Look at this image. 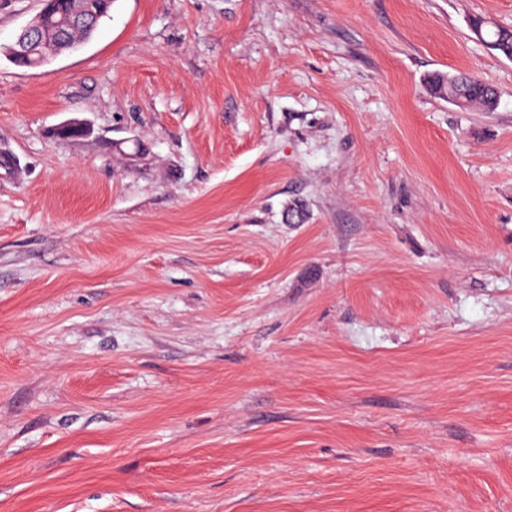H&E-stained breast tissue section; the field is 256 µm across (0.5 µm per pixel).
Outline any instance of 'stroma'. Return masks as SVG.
<instances>
[{"mask_svg": "<svg viewBox=\"0 0 512 512\" xmlns=\"http://www.w3.org/2000/svg\"><path fill=\"white\" fill-rule=\"evenodd\" d=\"M475 18L512 0H115L0 58V512H512V60ZM457 70L495 111L431 93ZM90 124L86 121L69 120L62 122L50 130L52 137L63 140H79L89 136Z\"/></svg>", "mask_w": 512, "mask_h": 512, "instance_id": "35a3bbf8", "label": "stroma"}]
</instances>
